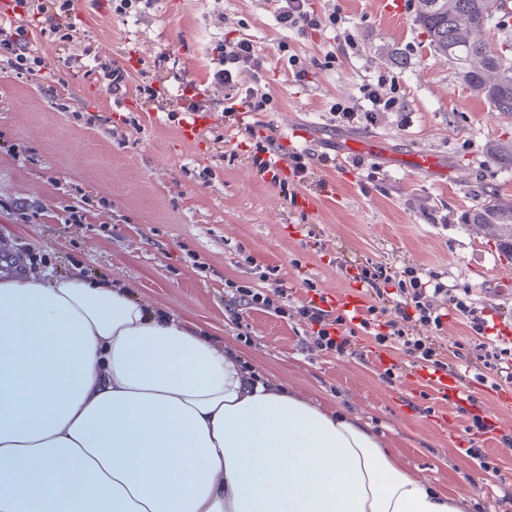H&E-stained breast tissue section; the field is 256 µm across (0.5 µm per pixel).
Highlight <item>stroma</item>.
<instances>
[{"label": "stroma", "instance_id": "obj_1", "mask_svg": "<svg viewBox=\"0 0 512 512\" xmlns=\"http://www.w3.org/2000/svg\"><path fill=\"white\" fill-rule=\"evenodd\" d=\"M310 3L323 16L340 9L341 22L287 35L273 0H224L225 24L210 0H156L143 18L113 16L107 0H78L75 32L62 44L37 38L30 73L0 62V255L55 277L107 276L148 307L191 321L265 379L358 417L398 464L448 496L492 501L501 482L512 483V446L488 442L499 471L491 483L472 484L480 467L461 453L465 417L449 415L440 430L416 410L406 380L384 382L381 364L368 358L307 350L297 320L251 311L244 343L225 316L224 281L243 277L246 251L279 266L299 294L307 278L322 292L348 285L347 267L367 259L396 272L433 270L448 285L472 288L512 324V262L462 222L488 195L512 199V169L486 151L512 140V116L490 111L464 88L455 65L430 50L416 21L418 0H404L395 17L380 13L376 0ZM234 30L255 40L273 98V111L250 121L276 138L293 137L298 149L336 155L335 168L316 170L299 189L315 197L312 209L291 204L252 171L235 124L225 123L223 143L205 138L200 151L172 136L195 93L205 111H223L224 94L209 75L214 47ZM330 50L336 62L326 68ZM394 50L404 64L392 60ZM292 55L310 69L305 84L288 75ZM115 62L135 83L154 85L155 97L109 93L103 70ZM382 75L395 80L394 112L373 125L333 119L334 103L363 105L365 86ZM155 112L168 129L152 127ZM355 137L378 139L383 155L340 153L341 142ZM420 150L436 155L449 177L401 164V154ZM20 202L27 210H17ZM69 206L84 223H65ZM283 224L298 233L282 236ZM190 250L205 269L187 261Z\"/></svg>", "mask_w": 512, "mask_h": 512}]
</instances>
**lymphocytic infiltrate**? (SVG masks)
<instances>
[{
	"mask_svg": "<svg viewBox=\"0 0 512 512\" xmlns=\"http://www.w3.org/2000/svg\"><path fill=\"white\" fill-rule=\"evenodd\" d=\"M17 8L36 13L48 24L51 33L74 31L73 18L76 0H14ZM274 15L279 26L291 33H306L321 29L323 19L309 0H275ZM219 67L213 74V84L223 90L225 116L237 109L264 112L272 97L262 88L263 58L249 35L242 34L217 46ZM367 104L360 108L335 104L332 116L351 123L364 119L374 124L396 102L383 88L369 89ZM244 135L255 143L253 163L260 173L271 170L279 156H287L295 177L305 178L311 158L309 152L283 153L274 137L257 139L253 127ZM249 277L245 280L225 279L224 310L237 322L239 332H247L243 318L248 311L262 310L278 318L298 319L308 329V346L319 351L342 355L353 349L359 338L371 339L375 347L403 352L412 365L433 371L456 374L459 368L473 370L477 382L501 388L512 383V342L503 338L488 339L490 320L485 306L473 297L470 288H451L433 271H407L400 275L389 267L373 262L358 266L353 279L368 292V303L358 321L322 308L311 293L315 286L306 282L307 297L297 299L278 266L259 261L254 255H243ZM396 283L395 291H387L388 283ZM450 309L460 315L468 330L450 344L439 342L435 333L442 328V310ZM430 328L427 336L418 335L417 327ZM484 337L481 354H473V337Z\"/></svg>",
	"mask_w": 512,
	"mask_h": 512,
	"instance_id": "obj_1",
	"label": "lymphocytic infiltrate"
}]
</instances>
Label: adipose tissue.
Returning a JSON list of instances; mask_svg holds the SVG:
<instances>
[{"instance_id":"obj_1","label":"adipose tissue","mask_w":512,"mask_h":512,"mask_svg":"<svg viewBox=\"0 0 512 512\" xmlns=\"http://www.w3.org/2000/svg\"><path fill=\"white\" fill-rule=\"evenodd\" d=\"M105 277L0 269V512H467Z\"/></svg>"}]
</instances>
